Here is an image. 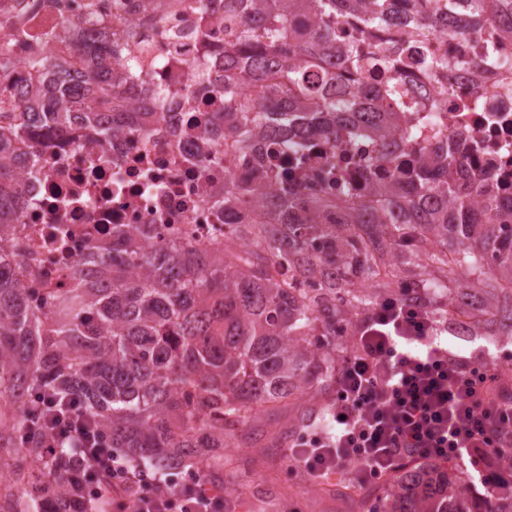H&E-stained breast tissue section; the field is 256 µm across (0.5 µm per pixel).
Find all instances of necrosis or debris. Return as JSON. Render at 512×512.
Wrapping results in <instances>:
<instances>
[{
  "label": "necrosis or debris",
  "instance_id": "necrosis-or-debris-1",
  "mask_svg": "<svg viewBox=\"0 0 512 512\" xmlns=\"http://www.w3.org/2000/svg\"><path fill=\"white\" fill-rule=\"evenodd\" d=\"M78 21L88 37L112 42L114 71L138 57L142 78L130 88L136 98H155L165 118L146 135L130 123L101 150L77 127L42 147L40 173L21 178V222L7 246L23 269L22 287L66 285L116 224L153 225L151 236H138L142 245L187 234L201 250L223 249L224 185L263 173L273 149L308 159L292 191L323 195L313 175L328 153L320 139L293 133L236 151L223 127L211 124L212 113L224 109L212 80L223 77L224 50L245 30L243 15L225 18L224 0H205L201 9L189 0H163L151 12L140 0H50L25 12L16 0H0V51L11 61L0 100L28 84L32 54L59 57L56 33ZM368 44L379 46L384 64L367 69L356 85L337 83L330 95L380 98L401 119L384 140L357 125L344 127L337 153L366 162L395 149L434 154L451 144L466 177L512 198V35L486 23L470 0L452 10L443 0H404L378 30L337 22V54ZM432 58L445 67L430 70ZM393 83L396 99L386 94Z\"/></svg>",
  "mask_w": 512,
  "mask_h": 512
}]
</instances>
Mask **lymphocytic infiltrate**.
Here are the masks:
<instances>
[{"label":"lymphocytic infiltrate","mask_w":512,"mask_h":512,"mask_svg":"<svg viewBox=\"0 0 512 512\" xmlns=\"http://www.w3.org/2000/svg\"><path fill=\"white\" fill-rule=\"evenodd\" d=\"M424 291L380 300L351 327L336 363L327 427L300 435L288 468L312 481L339 474L370 491L411 463L427 460L497 495L512 490V366L482 349L464 355L441 339ZM46 455L69 444L75 512L101 503L114 512H227L221 487L150 474L114 456L83 417L81 404L56 396ZM97 478L85 485L82 474Z\"/></svg>","instance_id":"obj_1"}]
</instances>
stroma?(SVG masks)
<instances>
[{
	"label": "stroma",
	"instance_id": "obj_1",
	"mask_svg": "<svg viewBox=\"0 0 512 512\" xmlns=\"http://www.w3.org/2000/svg\"><path fill=\"white\" fill-rule=\"evenodd\" d=\"M276 430L275 421L255 415L242 432L259 434V442L225 449L224 494L235 512H352L344 493L325 494L323 485L289 473L287 448L269 442Z\"/></svg>",
	"mask_w": 512,
	"mask_h": 512
}]
</instances>
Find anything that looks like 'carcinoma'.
Listing matches in <instances>:
<instances>
[{
  "label": "carcinoma",
  "instance_id": "obj_1",
  "mask_svg": "<svg viewBox=\"0 0 512 512\" xmlns=\"http://www.w3.org/2000/svg\"><path fill=\"white\" fill-rule=\"evenodd\" d=\"M253 2L269 26L246 29L224 55L221 120L233 145L246 150L259 129L277 137L293 127L334 146L341 129L359 122L385 137L394 113L328 97L326 86L357 79L358 56L336 59L319 45L339 19L379 28L396 0ZM479 2L490 24L512 33V0ZM70 30L56 39L90 66L74 73L31 56L33 78L14 93L19 123L0 127V239L18 223V166L46 138L71 130L73 115L99 145L137 109L146 125L160 117L145 103L108 117L98 111L139 77L137 58L114 76L105 64L112 51L92 40L74 43ZM321 67L324 87L317 89L306 73ZM240 74L257 89L250 101L235 95ZM459 165L451 150L436 158L423 151L416 161L382 154L368 167L370 192L343 203L333 189L347 183L346 173L327 158L318 171L325 195L289 203L276 188L301 162L287 166L275 154L261 186L241 181L224 190V210L237 214L246 202L255 211L248 224L224 225V249L199 259L188 240L137 247V228L116 224L112 240L91 247L71 287L48 291L45 302L19 286L20 265L0 251V471L7 473L0 512H24L19 491L40 475L41 512H69L74 450L62 445L42 458L47 388L74 395L128 462L171 473L188 468L222 483L224 442L237 439L253 415L273 416L313 391L316 401L274 443L325 422L341 331L402 281L430 291L448 320L476 323L460 325L461 335L512 339V201L488 192L484 210H475L470 192L456 186ZM247 240L240 265L235 248ZM391 483V495L372 502L376 512H512V499L466 497L458 476L425 463Z\"/></svg>",
  "mask_w": 512,
  "mask_h": 512
}]
</instances>
